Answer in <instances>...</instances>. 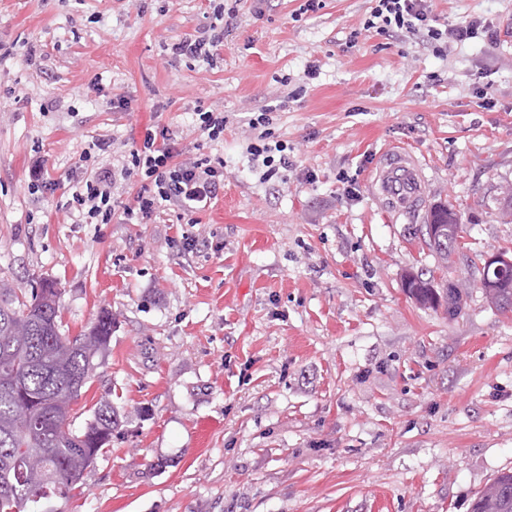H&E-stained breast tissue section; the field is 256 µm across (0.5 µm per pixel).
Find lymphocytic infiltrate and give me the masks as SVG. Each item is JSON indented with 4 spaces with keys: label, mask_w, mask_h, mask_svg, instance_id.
<instances>
[{
    "label": "lymphocytic infiltrate",
    "mask_w": 512,
    "mask_h": 512,
    "mask_svg": "<svg viewBox=\"0 0 512 512\" xmlns=\"http://www.w3.org/2000/svg\"><path fill=\"white\" fill-rule=\"evenodd\" d=\"M375 5L364 23L365 29L383 33L397 28L411 35L425 34L431 46L441 43L463 44L473 39L496 42L498 32L483 20H471L444 30L431 23L430 0H374ZM224 47V32L211 25L197 29L196 33L174 39L168 45L172 58L199 59L213 65ZM269 117L260 112L249 121L256 130L254 142L247 147L252 162L261 163L265 178H272L281 168H288L291 161L287 144L272 141L267 130ZM130 165L112 168L94 160L91 153H84L90 161L89 176L79 179L72 194L78 207L85 209L88 218L110 223L119 219L123 224H151L157 218L162 203L186 211L197 209L200 204L217 199L224 188L223 159L183 157L176 140L168 131L148 133L142 147L131 150ZM139 176L141 186L131 202L120 201L115 195L119 181Z\"/></svg>",
    "instance_id": "obj_1"
}]
</instances>
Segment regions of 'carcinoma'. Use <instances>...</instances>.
<instances>
[{
  "label": "carcinoma",
  "instance_id": "obj_1",
  "mask_svg": "<svg viewBox=\"0 0 512 512\" xmlns=\"http://www.w3.org/2000/svg\"><path fill=\"white\" fill-rule=\"evenodd\" d=\"M462 217L453 205L431 208L426 244L448 259ZM499 311L512 312V263L483 265L480 284ZM403 288L425 305L448 300V315L462 305L461 289H438L434 280L409 274ZM58 290L47 283L31 297L0 288V512H31V506L66 495L107 445L118 425L108 402L83 429H71L73 406L112 336V314L103 312L77 336L61 331ZM472 512H512V471L479 491Z\"/></svg>",
  "mask_w": 512,
  "mask_h": 512
}]
</instances>
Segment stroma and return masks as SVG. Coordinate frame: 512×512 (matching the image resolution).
<instances>
[{
	"label": "stroma",
	"instance_id": "stroma-1",
	"mask_svg": "<svg viewBox=\"0 0 512 512\" xmlns=\"http://www.w3.org/2000/svg\"><path fill=\"white\" fill-rule=\"evenodd\" d=\"M303 2L258 15L224 0L235 18L212 67L165 49L208 25L203 0H0V288L53 282L70 336L112 314L72 428L103 399L119 425L53 512H471L512 469V312L487 304L478 268L512 253L497 203L512 185V0H433L437 28L500 32L444 58L363 30L371 0ZM120 97L129 109L112 111ZM269 104L293 165L266 179L247 147ZM216 106L218 144L195 125ZM161 129L223 158L217 202L79 221L67 177L81 154L104 141L105 162L126 165ZM391 144L424 160L428 204L463 217L447 263L424 216L371 199ZM36 158L54 184L40 196ZM409 270L464 289L458 315L406 293Z\"/></svg>",
	"mask_w": 512,
	"mask_h": 512
}]
</instances>
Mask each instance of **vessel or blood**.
I'll use <instances>...</instances> for the list:
<instances>
[{"label": "vessel or blood", "mask_w": 512, "mask_h": 512, "mask_svg": "<svg viewBox=\"0 0 512 512\" xmlns=\"http://www.w3.org/2000/svg\"><path fill=\"white\" fill-rule=\"evenodd\" d=\"M380 208L394 215L418 213L426 206L425 164L411 149L394 145L381 154L369 181Z\"/></svg>", "instance_id": "vessel-or-blood-1"}]
</instances>
